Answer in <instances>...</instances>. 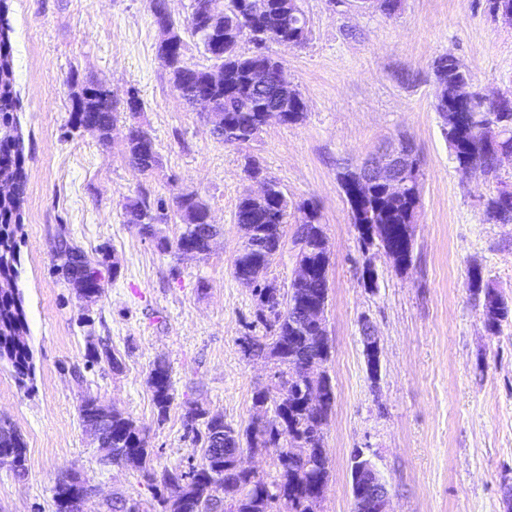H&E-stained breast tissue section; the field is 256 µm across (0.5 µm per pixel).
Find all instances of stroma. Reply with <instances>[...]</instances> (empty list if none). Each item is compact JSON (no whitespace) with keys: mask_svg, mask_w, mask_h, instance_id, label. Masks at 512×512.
<instances>
[{"mask_svg":"<svg viewBox=\"0 0 512 512\" xmlns=\"http://www.w3.org/2000/svg\"><path fill=\"white\" fill-rule=\"evenodd\" d=\"M307 42L279 48L288 78L306 103L298 125L270 122L247 144L216 139L206 118L174 92L157 57L160 38L150 0H0L14 57V85L26 185L18 243L36 374L19 388L0 369V416L26 443V473L0 469V512H52L56 480L77 469L96 486L84 512H104L113 496L151 493L131 466L100 465L78 416L84 393L149 427L156 468L186 465L193 444L183 427L186 403L246 427L252 395L272 371L244 356L241 337L263 334L251 287L232 274L243 241L236 204L253 183L246 157L259 159L292 206L280 252L266 277L288 289L295 276L298 207L321 211L330 257L322 368L335 392L324 433L329 481L319 512H353L351 454L362 450L389 485L394 512H512V317L489 331L466 281L472 265L512 303V224H493L483 203L499 181L457 170L433 109L431 64L452 52L485 93L512 90V24L488 16L483 0H402L387 18L355 0H302ZM357 31L359 39L349 38ZM92 80L114 99L136 90L139 122L161 163L142 175L124 149L127 120L109 147L95 133L67 127L69 80ZM409 137L422 161V193L413 226V262L398 269L380 245H365L336 182V166L360 160L388 140ZM193 192L223 228L206 258L158 249L126 224L127 199L172 200ZM89 256L107 247L117 261L104 293L85 304L53 268L59 233ZM377 285L364 287V265ZM98 319L123 364L87 366L80 314ZM381 347L372 379L360 341L362 318ZM168 365L174 401L158 419L147 380ZM84 380L76 382L74 370Z\"/></svg>","mask_w":512,"mask_h":512,"instance_id":"1","label":"stroma"}]
</instances>
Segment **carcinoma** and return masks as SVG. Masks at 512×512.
<instances>
[{
	"instance_id": "1",
	"label": "carcinoma",
	"mask_w": 512,
	"mask_h": 512,
	"mask_svg": "<svg viewBox=\"0 0 512 512\" xmlns=\"http://www.w3.org/2000/svg\"><path fill=\"white\" fill-rule=\"evenodd\" d=\"M167 24L176 32L185 31L205 45L215 39L223 41L224 57L211 58L213 65L224 69V85L215 89V110L223 119L222 127L214 131L217 139L228 145H243L252 141L266 125L267 101L274 89L257 91L250 84L252 68L258 62L253 54L240 51V43L255 36L265 37L269 43L284 48L300 46L309 36V26L300 0H268L265 13L258 19L249 16L246 0H193L191 16L185 29H180L167 16ZM179 54L157 53L172 82L174 91L190 102L196 89L205 86L210 68L190 65L185 61L184 39H179ZM436 82L443 86L442 97L435 99L434 110L438 117L461 115L465 126L458 130L451 123L440 124L448 143L462 154H481L485 165L482 176L500 180L498 155L487 149L486 128L499 120L497 105L475 92L471 99L458 98L456 87L461 82L473 83L472 75L451 52L441 54L434 61ZM120 111L117 103L98 83L80 84V94L72 99L68 127L72 130L92 128L99 144H110L112 130ZM130 136L125 140V151L130 164L140 173L159 166L158 151L153 136L139 124H131ZM20 122L17 115V96L14 88L13 53L10 28L0 25V181L13 182L11 196L0 199V280L18 281L22 272L17 236L21 229V196L25 180ZM268 199L255 202L247 193L236 205L234 219L245 233L244 241L236 254L232 273L236 279L249 280L259 266L268 267L279 253L285 224L288 223V198L275 180L266 179ZM349 206L352 224H388L394 228L416 223L421 200L422 182L415 178L409 193L393 198L380 188H374L362 202L350 195L348 182L339 184ZM175 215L182 224V231L172 242L158 240L164 251L177 255L205 257L211 243L218 235L217 225L211 223L208 205L195 193H182L174 197ZM166 200L153 202L146 196L129 198L123 205L126 223L137 229L142 237L154 238L155 224L167 220ZM302 217L294 232V242L299 246L297 263L309 264L314 269L307 281L293 280L286 294L272 281L264 280L253 289L260 302L259 321L265 329L261 336L244 338L245 352L256 358L266 359L277 368L284 379L277 389L260 388L253 393L252 405H266L267 418L262 425L250 421L244 429H237L224 422V417L207 416L196 404L185 407L182 416L184 427L193 434L197 453L192 464L164 467L156 470L149 431L129 415L99 405L97 397L87 393L82 396L78 413L84 424L99 425L97 436L100 462L104 465L130 464L138 468L152 489V501L117 498L108 505V512H277L282 505L284 512H314L315 504L304 496L306 487L328 481V461L324 448V427L327 425L334 398L315 405H308L310 386L295 383L288 385V360L305 353L309 357L328 360L329 344L305 345L302 332L296 327V304L308 301L325 304L329 296L328 250L322 245L323 224L320 223L316 205L304 202L298 206ZM485 220L494 224H512V202L502 201L498 195L489 196L484 202ZM101 259H90L73 245L67 235H58L55 248L56 268L72 287L83 284L101 294L106 285L103 268L117 266L109 263L106 250H100ZM479 304L486 327L495 331L508 319L512 309L508 302L497 295L480 293ZM106 361L112 371L122 370V362L107 347L90 343L87 362L98 364ZM12 373L18 386L30 389L35 378L34 352L29 337V327L24 297L21 289L0 291V368ZM152 400L158 417H166L173 400L169 366L158 360L153 363L148 376ZM204 421V429L197 424ZM298 441L306 444L309 454L295 457L290 451ZM262 448L274 455L279 471L278 479L269 483L260 476L239 472L233 465L234 454L241 449ZM0 451L10 461L0 460V469L17 477L26 473V443L13 422L0 418ZM94 485L82 479L58 478L53 488L54 512H72L70 501L81 495L93 493Z\"/></svg>"
}]
</instances>
